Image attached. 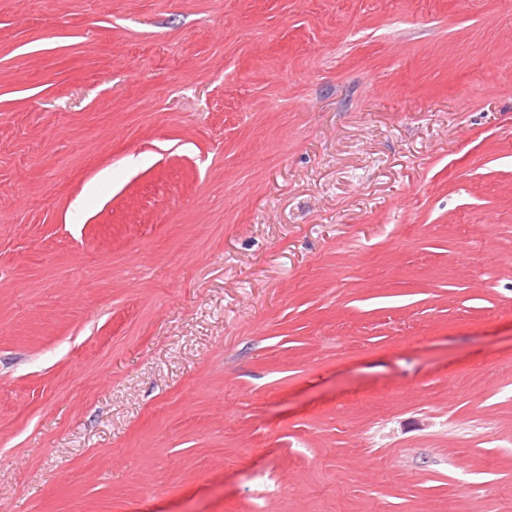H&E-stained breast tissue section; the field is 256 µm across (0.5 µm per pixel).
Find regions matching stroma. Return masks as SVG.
Returning a JSON list of instances; mask_svg holds the SVG:
<instances>
[{
    "label": "stroma",
    "mask_w": 512,
    "mask_h": 512,
    "mask_svg": "<svg viewBox=\"0 0 512 512\" xmlns=\"http://www.w3.org/2000/svg\"><path fill=\"white\" fill-rule=\"evenodd\" d=\"M0 512H512V0H0Z\"/></svg>",
    "instance_id": "stroma-1"
}]
</instances>
